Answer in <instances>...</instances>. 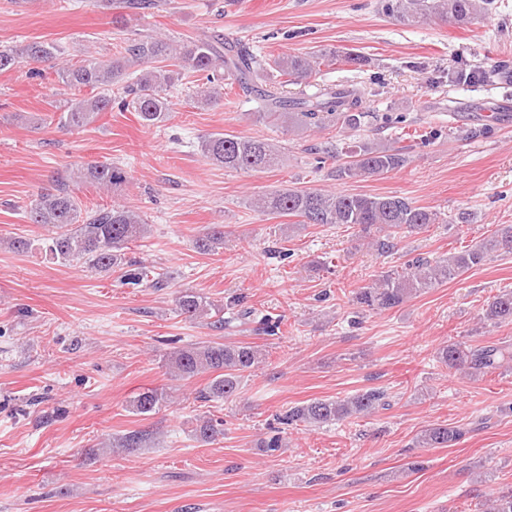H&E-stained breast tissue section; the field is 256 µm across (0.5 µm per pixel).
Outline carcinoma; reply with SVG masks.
<instances>
[{
	"label": "carcinoma",
	"instance_id": "carcinoma-1",
	"mask_svg": "<svg viewBox=\"0 0 512 512\" xmlns=\"http://www.w3.org/2000/svg\"><path fill=\"white\" fill-rule=\"evenodd\" d=\"M493 0H384L382 11L403 24L427 21L469 23L491 11ZM58 47L52 42L32 41L25 45L0 48V72L24 64L56 58ZM338 59L334 50L288 53L263 64L252 53L231 43L206 39L181 42L163 38L132 39L119 46L117 55L103 60L88 56L80 62L56 70L57 82L64 91H95L75 102L68 99L60 112L58 124L80 129L103 112L112 109V88L122 90L123 106L133 110L146 126L165 123L172 111V94L184 72L205 75L207 87L196 92V104L209 107L224 98V76L229 75L246 97L262 104L257 118L288 126L300 132L324 128L330 124L355 129L362 126L367 113L361 110L362 94L356 89L324 86L312 97L287 98L280 89L302 85L321 71V66ZM270 69L282 77L279 86L263 82L261 72ZM201 154L212 163L235 171L261 172L282 161L280 147L265 139L233 133L214 132L199 141ZM347 161L336 167L340 180L381 176L404 167L407 154L390 147L354 145L345 151ZM101 188L124 183L126 173L117 164H90L79 171ZM263 215L292 216L301 224L352 225L368 244L387 252L393 239L403 232H418L437 221L435 212L416 206L404 197L325 193L318 190L286 188L266 193L253 202ZM31 224H42L52 231L48 249L57 259L83 264L107 272L126 259V251L144 239L148 224L135 211L124 207L82 211L76 197L58 185L37 195L27 212ZM203 253L224 247V225L204 227L197 241ZM512 254V224H499L486 238L446 258L418 257L399 269L383 272L371 284L355 292L356 302L372 310H388L402 305L431 288L456 280L478 268L494 253ZM128 280L134 285L162 278L149 268L130 262ZM177 311L190 320L217 316L211 322L224 327L222 308L192 290H184L177 299ZM484 319L498 322L512 320V291L504 290L488 302ZM261 352L244 342L209 341L178 347L167 355V365L174 377L189 380L200 373H211V380L199 391L204 401L228 400L240 389L245 374L260 363ZM440 363L450 369L479 376L512 363V345L468 346L448 341L437 352ZM170 395L157 389L144 391L132 400L133 410L149 415L160 409ZM385 394L379 390L362 391L346 398H314L292 406L281 421L284 425L320 428L357 416H368L384 405ZM224 434L220 419L203 417L194 430L203 443ZM463 431L446 424H432L422 429L416 443L422 448L453 445Z\"/></svg>",
	"mask_w": 512,
	"mask_h": 512
}]
</instances>
